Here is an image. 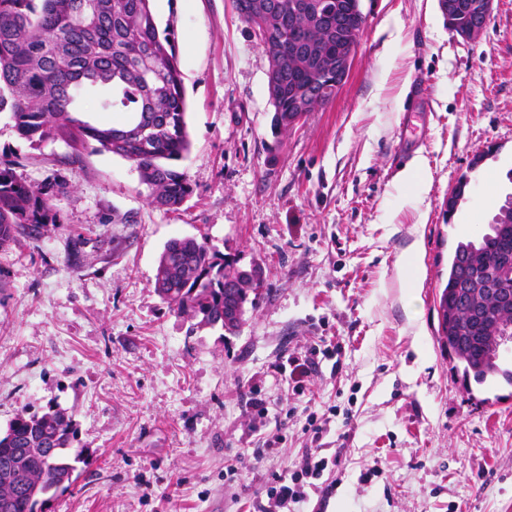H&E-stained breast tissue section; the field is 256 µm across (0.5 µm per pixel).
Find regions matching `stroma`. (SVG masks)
Returning <instances> with one entry per match:
<instances>
[{
    "label": "stroma",
    "instance_id": "obj_1",
    "mask_svg": "<svg viewBox=\"0 0 512 512\" xmlns=\"http://www.w3.org/2000/svg\"><path fill=\"white\" fill-rule=\"evenodd\" d=\"M150 6L187 103L191 148L175 166L193 193L180 207L149 204L130 161L28 141L0 112V158L56 216L0 248V431L54 406L93 459L38 512H258L267 478L304 451L308 414L331 405L336 485L292 512H512V386L464 380L435 308L457 243L488 232L512 195V0H493L469 41L438 0H361L348 79L279 138L268 58L232 0ZM417 156L429 177L400 181ZM175 237L258 271L238 331L194 325L157 295ZM418 237L414 279L399 258ZM319 340L340 351L295 395L279 368ZM252 387L266 418L242 402ZM290 407L278 453L254 460Z\"/></svg>",
    "mask_w": 512,
    "mask_h": 512
}]
</instances>
